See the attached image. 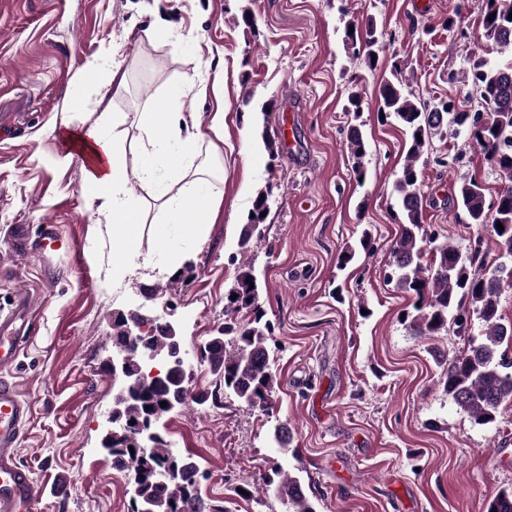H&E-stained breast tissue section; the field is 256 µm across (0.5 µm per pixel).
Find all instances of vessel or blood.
Listing matches in <instances>:
<instances>
[{
	"instance_id": "1",
	"label": "vessel or blood",
	"mask_w": 512,
	"mask_h": 512,
	"mask_svg": "<svg viewBox=\"0 0 512 512\" xmlns=\"http://www.w3.org/2000/svg\"><path fill=\"white\" fill-rule=\"evenodd\" d=\"M17 247L34 254L62 248L63 241L55 225H41L30 233L28 225L14 228ZM30 308L18 300L14 310L0 312V372L14 364L29 326ZM32 414L30 403L13 382L0 376V512H34L41 490L32 472L18 458L23 430Z\"/></svg>"
}]
</instances>
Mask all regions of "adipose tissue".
I'll return each mask as SVG.
<instances>
[{"label": "adipose tissue", "mask_w": 512, "mask_h": 512, "mask_svg": "<svg viewBox=\"0 0 512 512\" xmlns=\"http://www.w3.org/2000/svg\"><path fill=\"white\" fill-rule=\"evenodd\" d=\"M88 81L75 88L72 112L78 120L72 130L82 151L89 156L85 164L83 193L91 199L106 201L103 208L112 238L122 250L112 256V271L123 276L128 259L135 254L143 238L145 222L141 207L132 197L133 187L146 189L158 202L166 224L176 234L197 242L205 241L206 231L219 213L222 198L211 181L212 174L201 159L204 145L223 141V109L212 112L208 123H201L196 112L184 111L182 89H175L162 109L147 105L136 115L116 112L112 115V132L104 134L99 124H87L84 113L88 106L87 91H94L99 100L119 94L126 86L120 72L100 73L96 62H88ZM135 122L139 132L134 159H127V124ZM177 146V155H170V146Z\"/></svg>", "instance_id": "adipose-tissue-1"}]
</instances>
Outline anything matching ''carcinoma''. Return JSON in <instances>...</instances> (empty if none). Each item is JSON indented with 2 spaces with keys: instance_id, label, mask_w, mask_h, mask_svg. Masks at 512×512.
I'll return each instance as SVG.
<instances>
[{
  "instance_id": "cac0c4a2",
  "label": "carcinoma",
  "mask_w": 512,
  "mask_h": 512,
  "mask_svg": "<svg viewBox=\"0 0 512 512\" xmlns=\"http://www.w3.org/2000/svg\"><path fill=\"white\" fill-rule=\"evenodd\" d=\"M512 0H486L482 18L481 38L498 46L512 47ZM345 42L353 49L354 57H363L371 69L378 43L377 27L369 21L364 27L344 34ZM465 79L479 92L482 102L491 111L476 109L459 112L451 100H442L436 107L417 99L408 90L403 68L393 65L391 77L379 89L378 112L395 119L410 137L406 161L394 180V192L403 224L401 235L391 247V273L388 281L413 293L418 305L410 327L415 335L429 338L448 326L467 337V348L448 360L444 390L460 411L477 425L490 426L496 422L499 410L512 405V360L499 347L512 342V324L501 322L498 314L499 295L503 274H511L512 267L500 264L494 271L479 275L473 268L481 266L479 251L460 248L448 243H435L433 238L416 234L423 221L424 200L421 192V172L417 163L423 155L429 138L452 126L465 132L470 140L485 152L499 172L512 180V65L498 67L479 58L473 61ZM347 148L355 161L357 180L365 177L362 159L367 154V143L361 130L349 126ZM269 209L268 194L259 193L247 224L242 228L241 246L261 235L264 218L260 213ZM456 216L464 224H502L495 227L500 257L512 260V185L504 188L496 200L486 203L481 186L472 180L458 185ZM374 250L371 238L363 235L359 247H349L339 258L344 266L359 252ZM229 294L230 313L224 326L217 330L201 351L202 358L213 373L224 380V389L230 391L249 409H267L272 404L276 376L272 371L268 343L273 328L264 320L259 305L257 277L250 265L243 263ZM481 321V332L470 334V315ZM175 338L155 326L147 336L146 348L132 351L126 359L128 374L138 375L143 357L163 355L172 358ZM202 393L192 394L175 372L160 381L141 386L137 395L120 387L114 398L112 416L120 423L144 426L152 437L142 448L128 441V436L112 437V447L105 453L115 462L129 467L137 487L134 498L136 510L149 512H204L197 487L205 477L198 464L189 456H176L158 430V423L172 411L192 401L206 402ZM166 406H160L161 402ZM265 491L288 504L289 512H317V505L303 491L300 482L283 469L262 478ZM487 512H512V490L500 491L489 503Z\"/></svg>"
}]
</instances>
